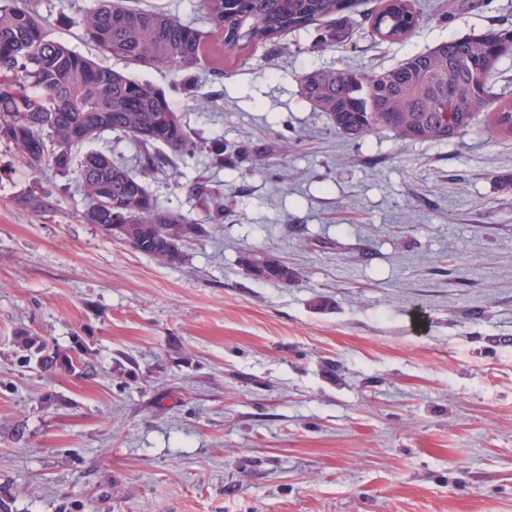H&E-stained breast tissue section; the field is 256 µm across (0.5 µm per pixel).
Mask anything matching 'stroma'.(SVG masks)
Wrapping results in <instances>:
<instances>
[{
	"instance_id": "35a3bbf8",
	"label": "stroma",
	"mask_w": 512,
	"mask_h": 512,
	"mask_svg": "<svg viewBox=\"0 0 512 512\" xmlns=\"http://www.w3.org/2000/svg\"><path fill=\"white\" fill-rule=\"evenodd\" d=\"M96 0H41L52 38L173 92L198 153L146 177L167 209L223 223L158 263L83 220L70 177L0 147V496L13 512H512V137L490 113L440 143L353 141L302 73L387 68L512 27V0H417L405 38L362 0L339 44L313 32L183 72L129 68L80 38ZM39 199L41 208L29 206ZM299 272L246 274L245 253ZM81 353L86 376L24 361L20 339ZM191 191L195 193L196 196L206 200L211 209L209 213L211 222L220 224L219 221L224 219V198H220L218 195L214 194L210 185L204 181L195 183Z\"/></svg>"
}]
</instances>
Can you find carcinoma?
Listing matches in <instances>:
<instances>
[{
  "label": "carcinoma",
  "mask_w": 512,
  "mask_h": 512,
  "mask_svg": "<svg viewBox=\"0 0 512 512\" xmlns=\"http://www.w3.org/2000/svg\"><path fill=\"white\" fill-rule=\"evenodd\" d=\"M357 0H202L224 50L235 52L305 31L317 23L314 50L348 37ZM419 23L411 0H388L373 17L375 36L396 41ZM82 38L104 56L128 64L185 71L204 54L207 35L160 9L133 7L127 0H99L81 18ZM512 53V29L492 27L451 38L433 49L373 72L318 69L300 77L301 94L337 133L359 139L378 128L412 142L448 141L492 112L495 130L512 136V102L495 92L493 76ZM107 131H119L140 148L143 174L162 170L164 146L182 162L196 157L197 142L172 98L155 85L100 65L50 37L30 3L0 0V144L15 147L28 168L71 174L83 188L88 224L128 226L123 241L163 265L183 254L168 252L170 237H196L201 225L163 207L143 180L111 155L89 148ZM191 191L206 200L209 219H224V199L208 183ZM248 273L282 284L296 276L276 259L246 253ZM44 371L84 373L79 355L48 351L33 336L21 337Z\"/></svg>",
  "instance_id": "cac0c4a2"
}]
</instances>
